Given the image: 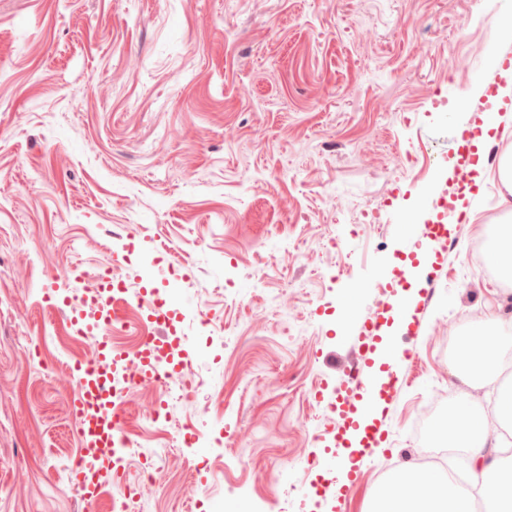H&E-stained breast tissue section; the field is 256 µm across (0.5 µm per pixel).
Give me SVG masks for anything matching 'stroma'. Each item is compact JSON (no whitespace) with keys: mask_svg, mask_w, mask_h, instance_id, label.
<instances>
[{"mask_svg":"<svg viewBox=\"0 0 512 512\" xmlns=\"http://www.w3.org/2000/svg\"><path fill=\"white\" fill-rule=\"evenodd\" d=\"M512 0H0V512H110L70 490L76 453L70 362L94 345L63 333L48 307L51 271L78 264L81 294L119 263L139 302V259L190 256L181 290L153 280L184 322L181 362L202 378L195 401L124 396L134 417L127 482L142 454L189 421L200 440L158 462L129 512H327L298 461L332 428L314 397L340 380L358 320L405 289L398 256L420 257V316L397 334L416 356L381 419L387 434L347 474V512H366L386 474L434 455L421 415L463 392L492 413L496 384L461 387L448 329L512 316V287L473 267L470 248L505 222L498 161L512 117L484 146L483 190L451 223V251L424 234L404 247L399 222L434 224L433 202L468 181L459 133L484 97L482 73ZM210 468L196 494L192 461Z\"/></svg>","mask_w":512,"mask_h":512,"instance_id":"obj_1","label":"stroma"}]
</instances>
